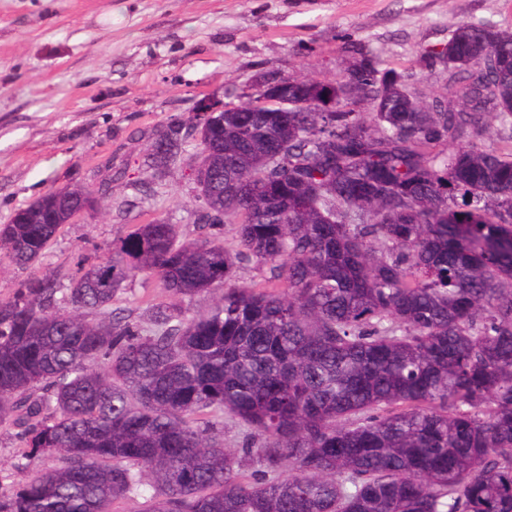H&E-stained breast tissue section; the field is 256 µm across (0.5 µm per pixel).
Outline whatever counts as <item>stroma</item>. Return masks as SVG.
<instances>
[{
    "mask_svg": "<svg viewBox=\"0 0 512 512\" xmlns=\"http://www.w3.org/2000/svg\"><path fill=\"white\" fill-rule=\"evenodd\" d=\"M512 30V0H0V224L50 189L110 192L91 217L64 225L40 258L0 271V298L28 278L68 279L77 256L104 259L142 224L164 219L180 240L203 237L196 159L143 166L155 135L196 101L237 104L278 77L343 79L352 61L414 75L424 97L444 93L423 55L462 22ZM168 296L156 279L125 282L115 311L148 324ZM0 425V493L23 474L60 467L18 452Z\"/></svg>",
    "mask_w": 512,
    "mask_h": 512,
    "instance_id": "1",
    "label": "stroma"
}]
</instances>
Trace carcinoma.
Wrapping results in <instances>:
<instances>
[{"label":"carcinoma","instance_id":"cac0c4a2","mask_svg":"<svg viewBox=\"0 0 512 512\" xmlns=\"http://www.w3.org/2000/svg\"><path fill=\"white\" fill-rule=\"evenodd\" d=\"M447 50L428 102L360 63L330 112L316 80L286 112L258 94L179 143L159 132L147 163L194 140V223L236 225L237 249L156 221L0 298V423L63 462L0 512H512V146L442 149L512 124V33L466 21ZM96 193L18 209L0 256L36 261ZM242 260L271 285L236 282ZM139 276L170 298L148 327L112 310ZM202 291L219 295L195 314Z\"/></svg>","mask_w":512,"mask_h":512}]
</instances>
